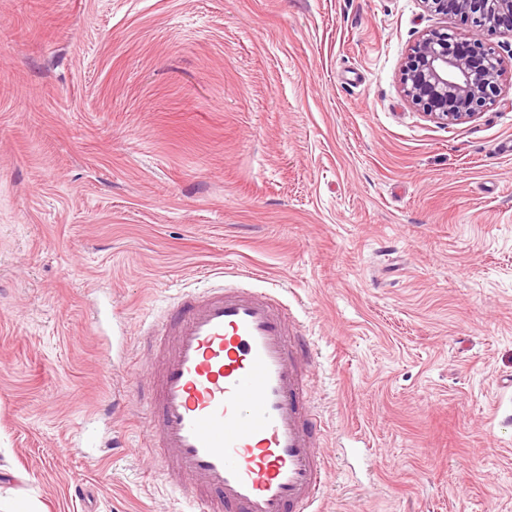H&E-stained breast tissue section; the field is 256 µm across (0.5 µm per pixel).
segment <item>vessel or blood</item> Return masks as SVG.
Masks as SVG:
<instances>
[{
	"label": "vessel or blood",
	"instance_id": "obj_1",
	"mask_svg": "<svg viewBox=\"0 0 512 512\" xmlns=\"http://www.w3.org/2000/svg\"><path fill=\"white\" fill-rule=\"evenodd\" d=\"M156 362L145 446L198 512H322V423L306 382L307 336L272 291L236 284L183 294L144 334Z\"/></svg>",
	"mask_w": 512,
	"mask_h": 512
}]
</instances>
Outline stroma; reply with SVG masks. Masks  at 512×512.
Instances as JSON below:
<instances>
[{
	"label": "stroma",
	"mask_w": 512,
	"mask_h": 512,
	"mask_svg": "<svg viewBox=\"0 0 512 512\" xmlns=\"http://www.w3.org/2000/svg\"><path fill=\"white\" fill-rule=\"evenodd\" d=\"M441 26L0 0V512H192L141 445L140 335L223 282L279 289L319 353L325 512H512V74L427 117L400 70Z\"/></svg>",
	"instance_id": "1"
}]
</instances>
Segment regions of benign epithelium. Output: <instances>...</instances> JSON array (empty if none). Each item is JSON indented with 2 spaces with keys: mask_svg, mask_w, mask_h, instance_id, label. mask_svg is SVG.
Instances as JSON below:
<instances>
[{
  "mask_svg": "<svg viewBox=\"0 0 512 512\" xmlns=\"http://www.w3.org/2000/svg\"><path fill=\"white\" fill-rule=\"evenodd\" d=\"M434 16H458L469 27L459 41L446 28L422 33L401 66V89L406 100L443 124L472 118L495 101L505 74L502 59L486 37L512 34V0H420Z\"/></svg>",
  "mask_w": 512,
  "mask_h": 512,
  "instance_id": "1",
  "label": "benign epithelium"
}]
</instances>
